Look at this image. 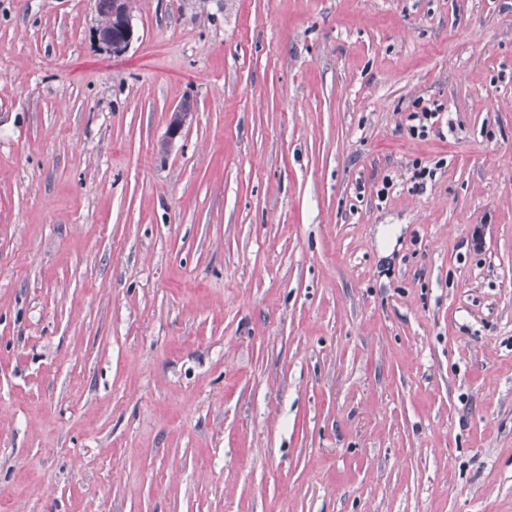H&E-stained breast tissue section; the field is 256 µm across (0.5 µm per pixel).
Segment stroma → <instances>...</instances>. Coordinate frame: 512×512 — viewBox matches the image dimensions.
<instances>
[{"instance_id":"obj_1","label":"stroma","mask_w":512,"mask_h":512,"mask_svg":"<svg viewBox=\"0 0 512 512\" xmlns=\"http://www.w3.org/2000/svg\"><path fill=\"white\" fill-rule=\"evenodd\" d=\"M131 24L0 0V512H512V0ZM132 0H105V2L97 3V14L99 24L96 28V36L100 44H102L112 55L123 54L131 43L133 38V29L130 23V9ZM120 16L124 21V26L119 33L105 31L106 28L115 26L112 20ZM102 20H106L105 23ZM441 108H427L424 107L421 109V112H412L408 116L409 121H418L417 125H411L410 133L413 136L417 137H425L429 129H432L433 126L438 123L442 119Z\"/></svg>"}]
</instances>
